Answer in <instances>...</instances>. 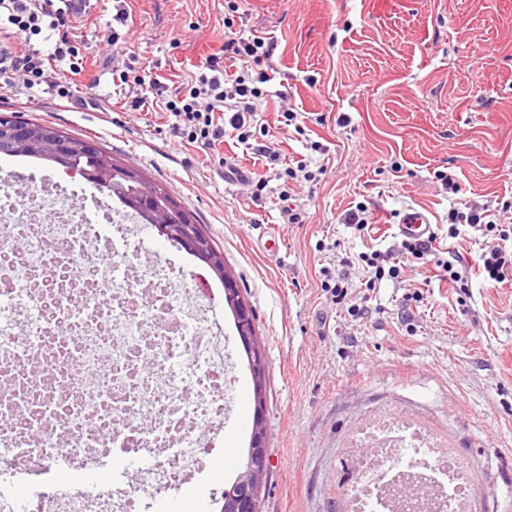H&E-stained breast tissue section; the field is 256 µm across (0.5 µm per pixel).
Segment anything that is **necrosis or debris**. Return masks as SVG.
<instances>
[{"mask_svg":"<svg viewBox=\"0 0 512 512\" xmlns=\"http://www.w3.org/2000/svg\"><path fill=\"white\" fill-rule=\"evenodd\" d=\"M141 225L65 170L0 176V470L39 479L149 453L122 487L25 500L0 512H136L202 471L224 420L212 285L140 246ZM345 459L348 512H473L475 469L443 436L380 410Z\"/></svg>","mask_w":512,"mask_h":512,"instance_id":"1","label":"necrosis or debris"}]
</instances>
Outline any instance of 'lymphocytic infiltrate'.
<instances>
[{
  "label": "lymphocytic infiltrate",
  "instance_id": "f902f5d3",
  "mask_svg": "<svg viewBox=\"0 0 512 512\" xmlns=\"http://www.w3.org/2000/svg\"><path fill=\"white\" fill-rule=\"evenodd\" d=\"M86 0H0V12L7 14V26H0V98L19 89L45 87L54 99L76 102L78 80L85 72L88 45L73 32L76 19L85 14ZM52 30L57 40L50 51L36 48L34 36ZM274 38L250 33L225 40L221 53L208 56L199 70L178 87H169L158 78L142 80L135 76L133 65L113 69V85L124 88L125 109L142 112L157 106L173 117L172 129L177 137L200 149L223 143L232 134L239 144L266 159L270 165L280 162L275 147L259 142L253 128L256 114L268 95L264 85L270 77L263 65L273 55ZM238 63L228 71L226 62ZM149 84L151 95L138 87ZM467 225L491 238L478 257L477 267L485 280L501 283L512 275V251L504 241L512 239V224L490 220L486 212L471 208L469 212L450 209L448 236L457 238L460 225ZM432 254L428 240L404 239L398 257L388 258L380 251L361 254L369 269L370 282L397 278L402 264L421 263Z\"/></svg>",
  "mask_w": 512,
  "mask_h": 512
}]
</instances>
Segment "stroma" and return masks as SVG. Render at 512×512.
Wrapping results in <instances>:
<instances>
[{
	"mask_svg": "<svg viewBox=\"0 0 512 512\" xmlns=\"http://www.w3.org/2000/svg\"><path fill=\"white\" fill-rule=\"evenodd\" d=\"M231 0H90L76 24L88 43L111 35L124 7L130 37L113 64L89 55L82 82L96 107L55 103L26 90L0 99L1 112L61 126L164 184L222 250L253 312L265 359L263 512H342L341 461L351 431L381 404L446 432L476 465L475 512H512V276L472 275L459 296L435 262L403 268L366 291L360 253L400 246L407 208L431 213L437 260L474 261L486 240L462 227L448 236V211L512 204V0H242L248 28L275 37L265 68L269 99L258 137L285 162L322 170L294 187L225 137L218 150L187 145L162 110L128 114L111 66L136 57L142 74L181 83L220 52ZM305 118V135L284 110ZM348 122L338 125V115ZM322 143L326 151L311 149ZM233 164L267 178L258 197L225 179ZM454 177L446 192L439 173ZM374 204L361 230L341 217ZM297 214L298 223L288 221ZM278 243L268 250L266 240ZM351 264H344V257ZM343 280L351 302H332L322 269ZM421 301L409 300L412 292ZM366 307L352 317L349 305ZM232 380L225 401L252 398L253 381L234 318L216 295ZM251 418L233 409L215 435L207 469L161 494L157 512H215L214 491L247 462Z\"/></svg>",
	"mask_w": 512,
	"mask_h": 512,
	"instance_id": "35a3bbf8",
	"label": "stroma"
}]
</instances>
